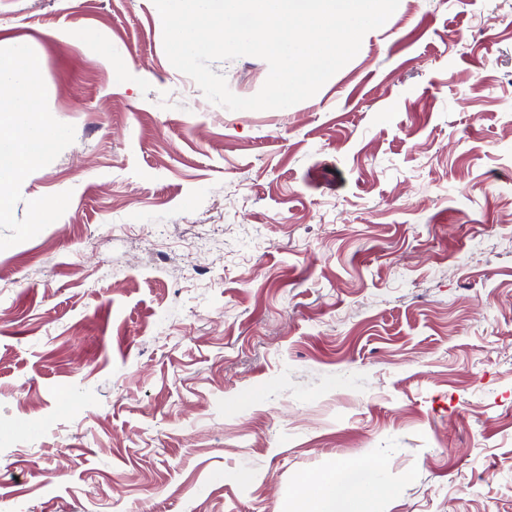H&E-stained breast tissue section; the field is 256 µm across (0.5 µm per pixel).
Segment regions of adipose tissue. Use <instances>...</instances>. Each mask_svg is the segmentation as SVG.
<instances>
[{"mask_svg": "<svg viewBox=\"0 0 512 512\" xmlns=\"http://www.w3.org/2000/svg\"><path fill=\"white\" fill-rule=\"evenodd\" d=\"M10 56L9 64H0V99L8 98L11 103L8 111L0 110V191L17 183L30 164L64 135L62 127L41 117V98L27 45H12ZM383 489L381 472L361 463H345L301 482L302 499L306 502L367 501Z\"/></svg>", "mask_w": 512, "mask_h": 512, "instance_id": "obj_1", "label": "adipose tissue"}]
</instances>
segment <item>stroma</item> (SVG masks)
<instances>
[{
  "label": "stroma",
  "instance_id": "stroma-1",
  "mask_svg": "<svg viewBox=\"0 0 512 512\" xmlns=\"http://www.w3.org/2000/svg\"><path fill=\"white\" fill-rule=\"evenodd\" d=\"M158 15L0 0L66 130L0 218V512H295L350 461L343 512H512V0H400L285 111ZM384 481L381 472L373 466L361 463H345L314 478L301 482L302 501L323 500L336 510V499L368 501L382 493Z\"/></svg>",
  "mask_w": 512,
  "mask_h": 512
}]
</instances>
